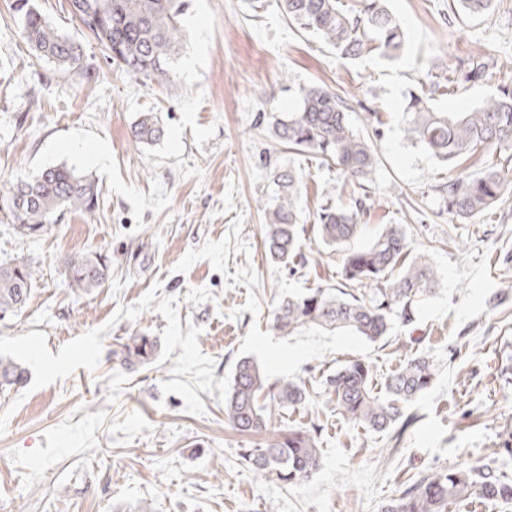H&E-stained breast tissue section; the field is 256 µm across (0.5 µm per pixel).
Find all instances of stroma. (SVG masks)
<instances>
[{
	"mask_svg": "<svg viewBox=\"0 0 512 512\" xmlns=\"http://www.w3.org/2000/svg\"><path fill=\"white\" fill-rule=\"evenodd\" d=\"M9 3L0 0V189L65 165L92 175L99 198L94 213H65L38 237L0 223V263L40 264L27 307L0 318V357L27 370L23 386L0 392V512H383L418 477L461 462L512 479V457L499 453L512 425V195L482 216L448 214V170L406 138L403 108L427 76L468 72L478 50L511 58L512 0L461 18L448 0H389L405 35L392 59L342 57L277 0H189L163 88L112 64L68 0L35 3L82 43L87 74L35 59ZM311 85L347 98L351 125L381 159L358 245L403 225L411 254H426L438 277L413 323L393 320L375 342L271 328L282 300L341 280V254L312 226L321 207L349 205L350 186L272 134ZM146 112L164 127L149 146L130 136ZM372 112L379 122H367ZM288 169L307 257L292 267L261 243L260 205ZM79 252L110 266L90 295L67 284L65 260ZM136 333L155 337L158 352L128 369L112 349ZM420 355L435 379L402 435L349 422L329 402L325 378L345 361L365 360L380 382ZM243 358L269 380L312 385L308 404L275 421L281 432L316 428L321 464L308 480L256 475L240 457L266 441L224 422Z\"/></svg>",
	"mask_w": 512,
	"mask_h": 512,
	"instance_id": "obj_1",
	"label": "stroma"
}]
</instances>
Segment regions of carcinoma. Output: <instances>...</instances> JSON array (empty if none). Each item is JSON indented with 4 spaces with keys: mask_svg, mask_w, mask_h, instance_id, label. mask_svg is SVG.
<instances>
[{
    "mask_svg": "<svg viewBox=\"0 0 512 512\" xmlns=\"http://www.w3.org/2000/svg\"><path fill=\"white\" fill-rule=\"evenodd\" d=\"M492 0H449L448 11L464 16L484 15ZM21 17V36L32 55L59 69H83L79 42L54 28L33 3L14 0ZM70 14L106 52L107 58L149 85L164 86L182 49V16L185 0H69ZM288 20L305 32L316 34L346 58H356L366 43L393 56L403 46L404 34L386 0H362L352 14L340 0H278ZM479 62L459 79L448 76V85L485 81L497 92L470 112H443L432 106L435 94L412 91L406 98L408 139L438 162L448 166V213L467 220L491 210L512 189V81L494 58L478 53ZM348 103L335 93L309 86L301 91L298 111L273 123L276 140L299 153L319 156L350 180L351 204L320 210L316 238L342 253V283L334 288H311L288 297L274 311L272 330L293 335L315 327L346 331L369 341L387 335L397 317L412 322L423 297L433 291L437 273L423 254L410 256L409 240L400 224H384L373 240L361 248L352 241L361 230L367 183L380 163L372 140L360 135L348 120ZM164 135L158 119L140 116L131 127L134 141L151 145ZM483 158L476 175L457 170L456 163L474 155ZM278 195L264 204L262 245L266 257L285 266L302 257L297 224L298 180L293 171L277 178ZM93 179L65 165L46 167L20 179L0 194V223L11 224L25 236H39L66 211L89 213L96 209ZM69 286L91 293L109 279V267L97 253H78L65 260ZM37 275L30 260L0 263V318L22 309L28 302ZM157 343L146 335L120 339L112 351L127 368L150 360ZM435 376L434 364L420 356L407 361L373 386V370L361 359L345 362L326 378L328 399L337 414L377 432L405 430L414 416L406 408L427 390ZM26 370L0 360V387L21 386ZM310 392L303 382H269L263 369L250 359L234 370L224 403V419L241 434L265 430L274 416L305 404ZM244 459L259 475L275 474L288 483L311 477L320 464L313 431L294 427L264 448H248ZM471 495L512 503V481L489 467L458 464L424 475L384 512H448V505Z\"/></svg>",
    "mask_w": 512,
    "mask_h": 512,
    "instance_id": "1",
    "label": "carcinoma"
}]
</instances>
